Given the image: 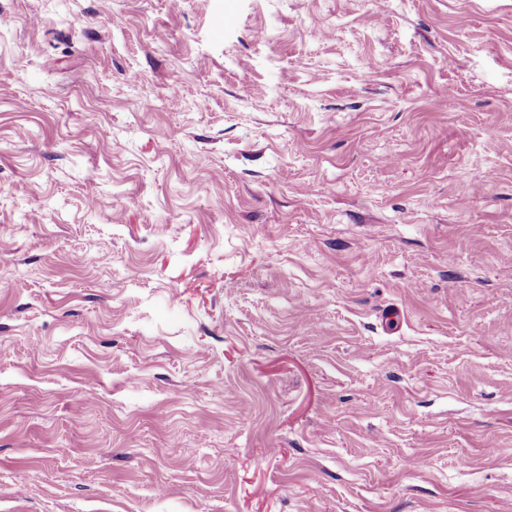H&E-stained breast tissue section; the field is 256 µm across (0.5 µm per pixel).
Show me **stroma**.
I'll return each mask as SVG.
<instances>
[{"instance_id":"1","label":"stroma","mask_w":512,"mask_h":512,"mask_svg":"<svg viewBox=\"0 0 512 512\" xmlns=\"http://www.w3.org/2000/svg\"><path fill=\"white\" fill-rule=\"evenodd\" d=\"M0 512H512V0H0Z\"/></svg>"}]
</instances>
